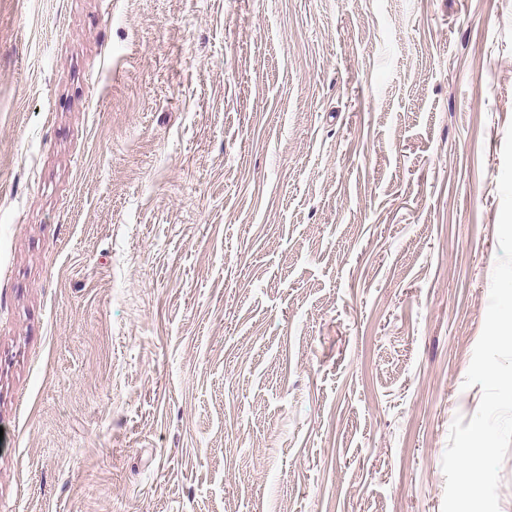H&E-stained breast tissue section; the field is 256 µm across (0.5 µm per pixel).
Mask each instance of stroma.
<instances>
[{
    "instance_id": "35a3bbf8",
    "label": "stroma",
    "mask_w": 512,
    "mask_h": 512,
    "mask_svg": "<svg viewBox=\"0 0 512 512\" xmlns=\"http://www.w3.org/2000/svg\"><path fill=\"white\" fill-rule=\"evenodd\" d=\"M511 125L512 0H0V512H441Z\"/></svg>"
}]
</instances>
